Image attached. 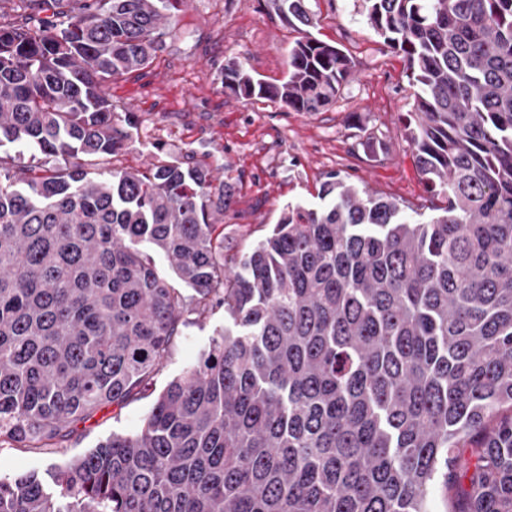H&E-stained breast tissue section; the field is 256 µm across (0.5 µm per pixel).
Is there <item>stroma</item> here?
<instances>
[{
  "instance_id": "stroma-1",
  "label": "stroma",
  "mask_w": 512,
  "mask_h": 512,
  "mask_svg": "<svg viewBox=\"0 0 512 512\" xmlns=\"http://www.w3.org/2000/svg\"><path fill=\"white\" fill-rule=\"evenodd\" d=\"M315 37L342 48L355 68L336 103L321 112H293L267 100L243 101L225 92L218 74L236 58L270 83L288 71L296 31L268 14L257 0H188L177 15L181 37L149 67L112 84L113 100L126 103L138 133L119 157L140 169L157 151L194 156L235 186L224 219L229 254L248 251L276 224L287 204L315 206L326 175L420 208L428 193L406 136L413 89L405 63L368 24L356 0H318ZM224 328L223 306L188 319L146 387L124 405L108 404L75 423L65 440L44 448L0 444V475L47 477L112 433L139 429L158 396L198 363Z\"/></svg>"
}]
</instances>
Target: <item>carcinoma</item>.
<instances>
[{
    "label": "carcinoma",
    "instance_id": "1",
    "mask_svg": "<svg viewBox=\"0 0 512 512\" xmlns=\"http://www.w3.org/2000/svg\"><path fill=\"white\" fill-rule=\"evenodd\" d=\"M187 0H17L0 13V443L43 448L163 364L183 317L224 330L141 429L51 475L0 479V512H512V0H360L415 87L407 130L441 204L426 222L327 175L224 253L233 185L177 157L118 165L137 129L110 85L178 37ZM309 0L279 84L228 58L224 89L293 112L355 63ZM162 253L181 289L145 247ZM471 457L464 460V449Z\"/></svg>",
    "mask_w": 512,
    "mask_h": 512
}]
</instances>
